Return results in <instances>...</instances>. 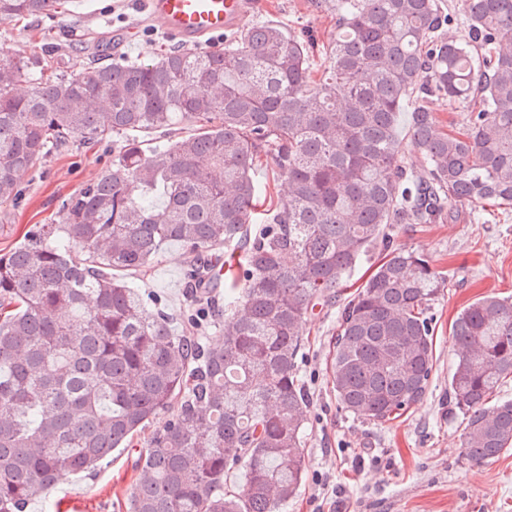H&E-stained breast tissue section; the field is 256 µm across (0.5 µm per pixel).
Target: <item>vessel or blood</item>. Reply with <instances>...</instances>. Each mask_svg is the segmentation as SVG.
Segmentation results:
<instances>
[{
	"mask_svg": "<svg viewBox=\"0 0 512 512\" xmlns=\"http://www.w3.org/2000/svg\"><path fill=\"white\" fill-rule=\"evenodd\" d=\"M253 7L252 0H149L151 15L184 45H196L240 27Z\"/></svg>",
	"mask_w": 512,
	"mask_h": 512,
	"instance_id": "b4317fda",
	"label": "vessel or blood"
}]
</instances>
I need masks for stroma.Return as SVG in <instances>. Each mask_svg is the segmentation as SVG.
Segmentation results:
<instances>
[{
  "label": "stroma",
  "instance_id": "stroma-1",
  "mask_svg": "<svg viewBox=\"0 0 512 512\" xmlns=\"http://www.w3.org/2000/svg\"><path fill=\"white\" fill-rule=\"evenodd\" d=\"M273 21L295 35L323 42L336 22L311 9L310 0H259L247 25ZM137 32L128 41L123 30ZM144 0H63L49 14L0 23V49L27 62L21 88L47 68L56 77L77 74L94 59L147 62L175 47ZM126 138L98 143L72 139L50 150L18 184L21 196L0 203V254L23 243L37 224L61 221L63 199L109 170ZM395 244L431 257L451 280L433 306L436 362L430 392L403 416L374 425L342 411L327 382L326 360L338 328L337 307H317L302 323L306 349L301 373L311 391L304 455L306 480L283 512H512V449L474 464L460 455L465 419L448 402V374L456 360L451 325L467 304L485 295L512 298V210L487 204L459 207L440 224H400ZM188 254L177 242L161 246L151 263L121 277L156 299L174 332L188 334L191 312ZM151 429L132 447L117 449L90 474L63 477L32 500L27 512H126L140 471L136 460Z\"/></svg>",
  "mask_w": 512,
  "mask_h": 512
}]
</instances>
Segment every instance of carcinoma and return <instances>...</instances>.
Here are the masks:
<instances>
[{
	"mask_svg": "<svg viewBox=\"0 0 512 512\" xmlns=\"http://www.w3.org/2000/svg\"><path fill=\"white\" fill-rule=\"evenodd\" d=\"M52 2L0 0V20L40 17ZM312 4L336 16L326 43L263 22L219 51L93 63L23 94L25 65L0 52V203L54 145L187 130L164 148L129 140L63 201L62 223L0 255V512L94 471L162 413L127 512H280L306 480L301 323L377 249L339 311L329 381L342 410L373 423L426 397L430 308L449 281L395 245L393 225L512 207V53L498 48L512 36V0H465L461 40L446 36L454 18L440 0ZM433 97L468 109L469 125L438 131ZM405 111L419 157L410 172L398 162ZM263 157L291 187L286 207L254 178ZM167 241L188 249L195 289L216 277L212 252H242L225 268L224 305L209 302L222 343L172 335L167 314L117 276ZM452 336L461 454L489 462L512 448V400L493 401L512 377V300L466 305ZM231 467L244 478L228 494Z\"/></svg>",
	"mask_w": 512,
	"mask_h": 512,
	"instance_id": "cac0c4a2",
	"label": "carcinoma"
}]
</instances>
